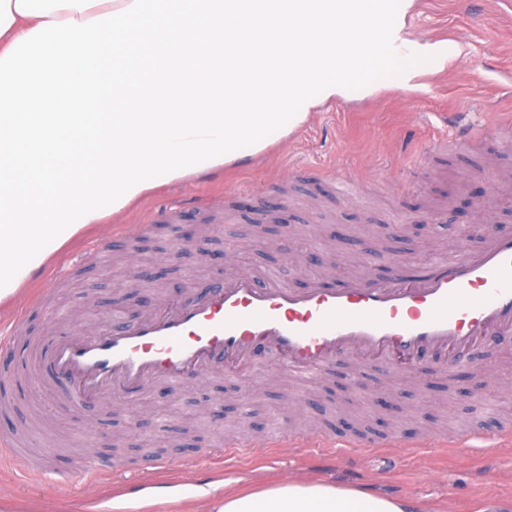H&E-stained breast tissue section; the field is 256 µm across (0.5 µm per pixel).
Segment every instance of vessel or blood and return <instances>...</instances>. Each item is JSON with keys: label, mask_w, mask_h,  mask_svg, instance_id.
<instances>
[{"label": "vessel or blood", "mask_w": 512, "mask_h": 512, "mask_svg": "<svg viewBox=\"0 0 512 512\" xmlns=\"http://www.w3.org/2000/svg\"><path fill=\"white\" fill-rule=\"evenodd\" d=\"M512 335V236L490 234L410 272L391 258L386 277L296 289L241 273L208 291L169 300L133 323L56 336L39 364L62 384L70 410L103 398H133L150 383L179 382L223 365L240 391L268 350L284 368L324 375L337 361L355 367L402 364L467 369L479 347Z\"/></svg>", "instance_id": "1"}]
</instances>
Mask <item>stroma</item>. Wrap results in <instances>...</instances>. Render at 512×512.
Wrapping results in <instances>:
<instances>
[{"label": "stroma", "instance_id": "stroma-1", "mask_svg": "<svg viewBox=\"0 0 512 512\" xmlns=\"http://www.w3.org/2000/svg\"><path fill=\"white\" fill-rule=\"evenodd\" d=\"M450 2L413 0L406 12L405 38L455 51L442 68L419 62L416 90L326 102L255 160L157 187L51 255L0 303V322L27 310L12 338L16 365L37 366L54 336L96 331L117 314L137 321L162 298L243 270L295 288L313 278L338 284L364 272L385 277L393 254L424 267L463 246L479 249L488 224L511 235L512 213L501 204L512 202V0H470L463 15ZM467 128L473 139H464ZM145 224L154 227L146 236ZM289 232L302 265L284 255ZM499 345L452 380L383 371L351 383L340 365L331 377L305 381L271 353L246 399L217 368L201 379L157 382L116 410L102 403L81 413L36 375L12 379L0 385L10 403L0 425L27 444L0 458V498L27 502L26 512H58L62 499L103 503L133 482L176 490L319 477L438 512H477L481 500L512 499V444L455 446L477 427L487 438L512 430V355L504 353L512 337ZM275 422L308 439L356 434L390 446L332 460L305 448L273 457L261 443ZM231 439L252 447L212 465V452ZM152 449L176 460L196 456L200 468L155 470ZM109 454L122 467L91 492L26 469L27 458L39 456L69 474Z\"/></svg>", "mask_w": 512, "mask_h": 512}]
</instances>
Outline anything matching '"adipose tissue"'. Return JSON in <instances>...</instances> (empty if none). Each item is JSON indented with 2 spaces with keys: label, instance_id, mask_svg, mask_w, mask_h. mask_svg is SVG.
I'll return each mask as SVG.
<instances>
[{
  "label": "adipose tissue",
  "instance_id": "adipose-tissue-1",
  "mask_svg": "<svg viewBox=\"0 0 512 512\" xmlns=\"http://www.w3.org/2000/svg\"><path fill=\"white\" fill-rule=\"evenodd\" d=\"M369 2L0 0V116L15 122L0 170L50 186L38 201L0 196V301L104 215L188 174L258 157L325 102L380 92L373 73L402 14ZM115 45L132 63L107 78L98 59ZM192 127L207 136L174 147ZM197 494L207 512L416 510L317 478L258 491L211 483Z\"/></svg>",
  "mask_w": 512,
  "mask_h": 512
}]
</instances>
